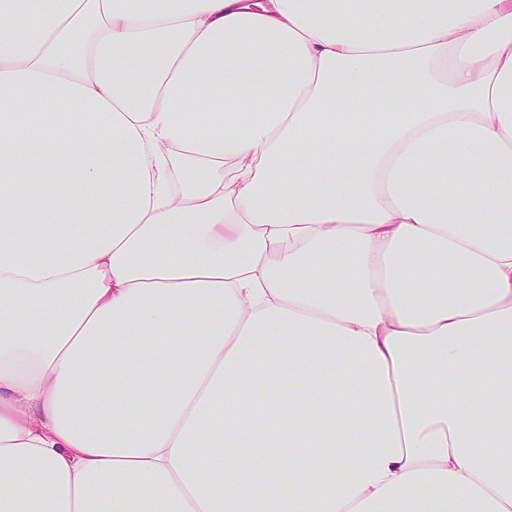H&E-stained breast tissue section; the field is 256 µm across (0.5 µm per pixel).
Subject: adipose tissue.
I'll list each match as a JSON object with an SVG mask.
<instances>
[{
  "label": "adipose tissue",
  "instance_id": "obj_1",
  "mask_svg": "<svg viewBox=\"0 0 512 512\" xmlns=\"http://www.w3.org/2000/svg\"><path fill=\"white\" fill-rule=\"evenodd\" d=\"M0 512H512V0H0Z\"/></svg>",
  "mask_w": 512,
  "mask_h": 512
}]
</instances>
